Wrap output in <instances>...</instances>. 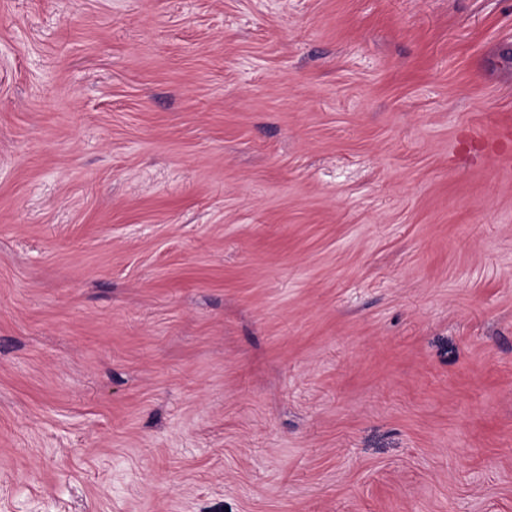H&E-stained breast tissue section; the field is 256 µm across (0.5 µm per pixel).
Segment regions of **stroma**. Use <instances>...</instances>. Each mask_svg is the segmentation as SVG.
<instances>
[{"instance_id": "stroma-1", "label": "stroma", "mask_w": 512, "mask_h": 512, "mask_svg": "<svg viewBox=\"0 0 512 512\" xmlns=\"http://www.w3.org/2000/svg\"><path fill=\"white\" fill-rule=\"evenodd\" d=\"M512 0H0V512H512Z\"/></svg>"}]
</instances>
